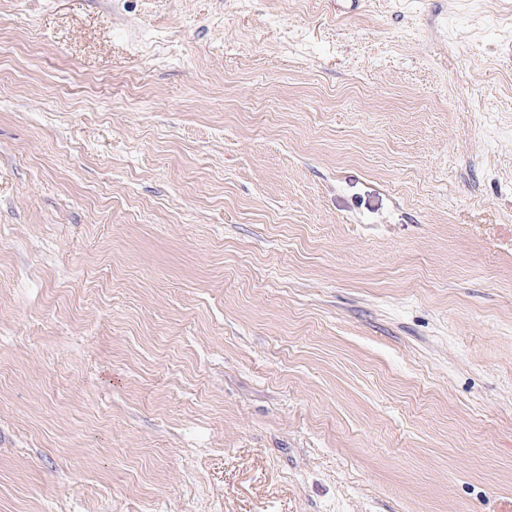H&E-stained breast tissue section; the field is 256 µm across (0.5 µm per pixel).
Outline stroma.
<instances>
[{"label":"stroma","instance_id":"stroma-1","mask_svg":"<svg viewBox=\"0 0 512 512\" xmlns=\"http://www.w3.org/2000/svg\"><path fill=\"white\" fill-rule=\"evenodd\" d=\"M0 512H512V0H0Z\"/></svg>","mask_w":512,"mask_h":512}]
</instances>
